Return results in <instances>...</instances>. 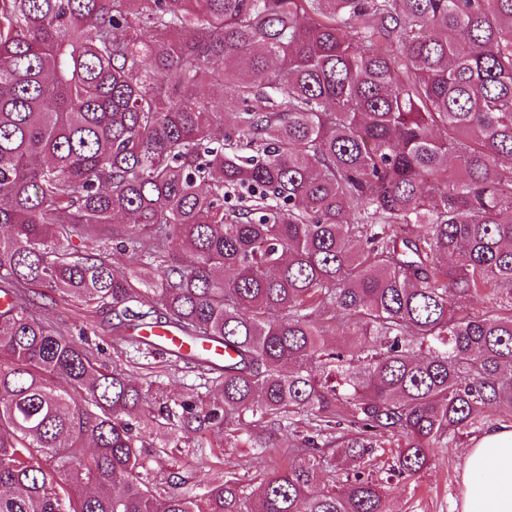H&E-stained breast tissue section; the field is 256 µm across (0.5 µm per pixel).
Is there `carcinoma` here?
<instances>
[{
  "mask_svg": "<svg viewBox=\"0 0 512 512\" xmlns=\"http://www.w3.org/2000/svg\"><path fill=\"white\" fill-rule=\"evenodd\" d=\"M506 158L512 0H0V512H394L393 480L512 412ZM30 285L110 308L120 340L223 342L186 359L223 402L152 407ZM298 420L258 491L172 472L162 499L146 466L165 423L163 449L232 425L263 463L255 430ZM100 245V247H98ZM64 246L71 252H78V254H90V253H98V249H101V251H104L106 253L110 260L112 261V264L117 268L121 269L124 268L127 263V256L124 254H121L120 252L116 251L115 249H112V245H103L101 243H97L95 241L91 240H85L82 241L81 239L74 237L69 242H64ZM133 332L137 336L144 337L149 343L162 347L168 353L176 351L182 353L198 352L218 361H224L226 355H233L230 349H224V343L217 344L211 341L185 342L174 330L167 326L137 327Z\"/></svg>",
  "mask_w": 512,
  "mask_h": 512,
  "instance_id": "cac0c4a2",
  "label": "carcinoma"
}]
</instances>
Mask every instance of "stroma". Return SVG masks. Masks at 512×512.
<instances>
[{"instance_id": "1", "label": "stroma", "mask_w": 512, "mask_h": 512, "mask_svg": "<svg viewBox=\"0 0 512 512\" xmlns=\"http://www.w3.org/2000/svg\"><path fill=\"white\" fill-rule=\"evenodd\" d=\"M28 295L35 299L37 315L45 323L74 333L86 329L97 364L106 369L115 364L126 369L134 379L149 385L153 402L174 399L221 402L220 389L206 382L199 372L170 363L166 355L159 352L134 355L114 346L112 316L108 310H88L56 294H43L38 287L30 289ZM501 425L511 426L512 415L493 413L478 419L462 440L436 449L435 462L430 468L389 488L391 508L395 512H460L462 476L468 452L486 429ZM199 440L208 444L212 457L223 458V465H212V458L199 456L194 448ZM147 463L156 483H163L168 472L175 468L189 476L197 494L203 493L208 485L222 481L228 473L236 474L243 485L249 487L254 485L258 474L247 449L227 447L225 433L218 429L189 434L181 447L170 454L148 458Z\"/></svg>"}]
</instances>
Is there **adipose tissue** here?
<instances>
[{
  "label": "adipose tissue",
  "mask_w": 512,
  "mask_h": 512,
  "mask_svg": "<svg viewBox=\"0 0 512 512\" xmlns=\"http://www.w3.org/2000/svg\"><path fill=\"white\" fill-rule=\"evenodd\" d=\"M461 512H512V427L486 430L471 449Z\"/></svg>",
  "instance_id": "adipose-tissue-1"
}]
</instances>
